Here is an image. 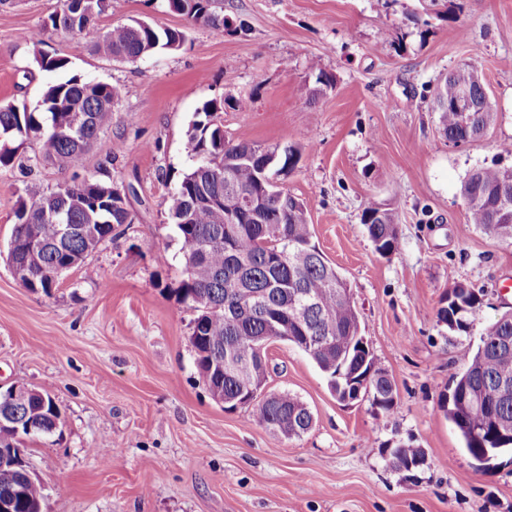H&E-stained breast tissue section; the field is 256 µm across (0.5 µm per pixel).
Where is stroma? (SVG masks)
<instances>
[{
    "label": "stroma",
    "instance_id": "stroma-1",
    "mask_svg": "<svg viewBox=\"0 0 512 512\" xmlns=\"http://www.w3.org/2000/svg\"><path fill=\"white\" fill-rule=\"evenodd\" d=\"M54 0L0 5V103L35 105L73 74L120 87L85 174L130 185L133 223L63 273L50 294L24 288L3 257L26 186L74 174L17 155L0 169V386L49 390L61 432L24 442L44 512H512V451L472 458L440 407L483 328L512 310V246L470 224L460 184L512 142V0H219L217 37L165 0H110L95 29L25 37ZM143 19L186 33L177 51L134 64L99 54L100 32ZM65 56L44 71L38 51ZM482 73L497 114L485 136L445 138L433 107L454 67ZM333 81L309 98L318 73ZM224 101V135L304 148L283 187L308 204L313 240L345 278L360 332L395 387L390 410L342 402L316 364L284 341L267 346L266 390L298 396L312 428L285 438L215 402L190 344L193 313L174 295L181 244L167 198L192 165L185 132L204 102ZM250 101L248 109L236 106ZM397 215L400 247L380 256L361 214ZM480 289L468 331L440 321L450 287ZM111 442L109 458L94 454ZM424 461L393 466L389 448Z\"/></svg>",
    "mask_w": 512,
    "mask_h": 512
}]
</instances>
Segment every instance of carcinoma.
<instances>
[{
	"mask_svg": "<svg viewBox=\"0 0 512 512\" xmlns=\"http://www.w3.org/2000/svg\"><path fill=\"white\" fill-rule=\"evenodd\" d=\"M170 10L192 23L222 36L229 31L217 0H166ZM108 8V0H56L28 35L35 44L64 33L78 35L95 28ZM186 33L160 28L145 20L117 25L99 36L95 50L112 60L136 64L159 49L181 48ZM36 62L45 71H57L68 59L43 51ZM121 91L106 82L72 76L49 85L30 108L0 104V135L4 140L41 144V159L61 170L84 167L88 149L110 125ZM435 104L444 136L453 144L482 136L495 120L486 84L477 68L462 64L437 86ZM223 103L209 100L197 110L185 132L186 148L194 165L167 200L168 220L181 243L185 278L176 289L179 302L194 313L191 340L201 376L224 391L230 405L241 403L243 390L266 382L265 353L258 339L274 328L290 335L288 342L302 349L316 363L330 387L365 382L362 394L373 405L390 410L394 385L376 367L373 354L347 346L360 331L357 308L348 285L313 241L308 205L269 184L279 172H293L301 159L295 145L262 146L246 138L227 139L222 123ZM461 195L470 223L499 241L512 245V165L495 163L471 171L461 183ZM15 227L8 259L30 265L32 278L22 285L50 294L61 270L78 266L117 228L133 223L118 185L91 176L63 183L49 192L37 186L18 197ZM375 250L383 257L399 246L393 211L368 205L362 215ZM31 224L42 244L33 254L31 243L21 238L19 225ZM309 300L296 318L292 298ZM482 298L466 282L448 290V306L439 310L440 321L451 331L465 332L475 320ZM512 313L489 324L475 352L453 379L449 392L456 395L442 404L475 460L485 463L497 452L512 448V397L503 399L500 385L512 384ZM309 408L296 396L279 393L255 405L256 422L274 433L301 436L312 428L306 421ZM20 431L0 427V440L15 435H51L60 409L52 394L34 389L27 403L14 407ZM40 427L27 431L29 422ZM399 469L420 461L417 448L391 449ZM25 459L0 462V501L13 502L12 512H39L44 487L25 473Z\"/></svg>",
	"mask_w": 512,
	"mask_h": 512,
	"instance_id": "1",
	"label": "carcinoma"
}]
</instances>
